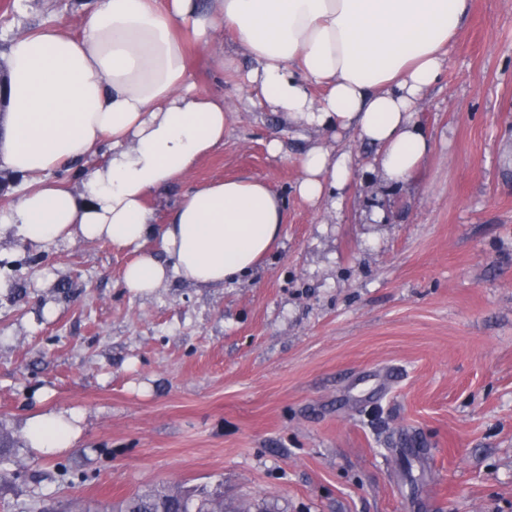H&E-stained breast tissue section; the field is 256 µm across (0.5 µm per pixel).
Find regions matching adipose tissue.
<instances>
[{
    "mask_svg": "<svg viewBox=\"0 0 512 512\" xmlns=\"http://www.w3.org/2000/svg\"><path fill=\"white\" fill-rule=\"evenodd\" d=\"M470 9L471 0H94L83 36L57 24L19 33L6 52L0 169H88L80 189L27 191L0 210V223L33 246L79 238L139 250L123 274L136 296L174 277L203 288L241 280L283 233L285 200L265 181L199 185L165 224L146 204L224 143V97L193 87L179 30L190 29L220 70L235 65L221 38L232 31L251 61L241 79L255 104L304 131L353 132L376 148L394 186L430 150L415 113ZM105 146L106 161L89 166ZM300 168L295 191L314 206L335 204L353 174L348 154L317 143ZM150 239L155 251H143ZM82 421L76 410L41 411L24 431L49 456L75 448Z\"/></svg>",
    "mask_w": 512,
    "mask_h": 512,
    "instance_id": "adipose-tissue-1",
    "label": "adipose tissue"
}]
</instances>
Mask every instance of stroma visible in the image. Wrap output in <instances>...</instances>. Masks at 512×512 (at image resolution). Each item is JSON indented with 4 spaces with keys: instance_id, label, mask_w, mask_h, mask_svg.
Here are the masks:
<instances>
[{
    "instance_id": "1",
    "label": "stroma",
    "mask_w": 512,
    "mask_h": 512,
    "mask_svg": "<svg viewBox=\"0 0 512 512\" xmlns=\"http://www.w3.org/2000/svg\"><path fill=\"white\" fill-rule=\"evenodd\" d=\"M90 2L0 0V59L19 31L82 35ZM188 63L231 114L223 146L150 197L157 223L200 184L255 176L285 196L284 232L241 281L144 298L123 285L132 250L77 239L30 265L1 237L0 432L24 475L0 512L161 488L273 512H512V0H472L405 183L337 136L353 178L332 211L293 191L295 127L247 106L203 46ZM42 409L83 412L75 449L34 455L23 425Z\"/></svg>"
}]
</instances>
